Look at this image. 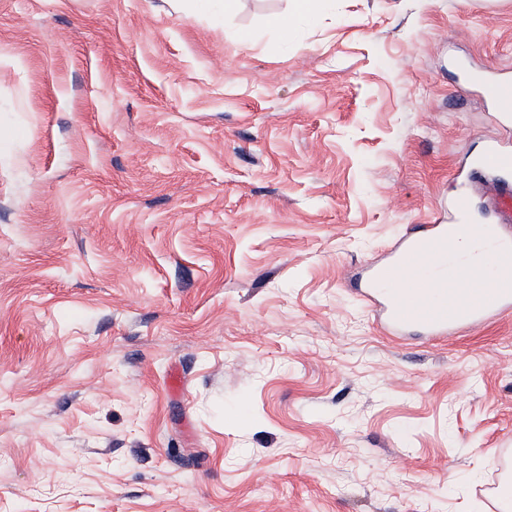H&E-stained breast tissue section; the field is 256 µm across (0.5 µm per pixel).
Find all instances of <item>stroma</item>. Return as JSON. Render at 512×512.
<instances>
[{"label": "stroma", "instance_id": "obj_1", "mask_svg": "<svg viewBox=\"0 0 512 512\" xmlns=\"http://www.w3.org/2000/svg\"><path fill=\"white\" fill-rule=\"evenodd\" d=\"M292 9L0 0V512H500L512 312L396 344L358 289L492 223L512 0ZM484 89L489 100L498 105L502 112L500 118L503 122L512 121V80L494 79L484 82ZM479 164L482 168L499 174L505 182H508L512 174V152L500 145L491 144Z\"/></svg>", "mask_w": 512, "mask_h": 512}]
</instances>
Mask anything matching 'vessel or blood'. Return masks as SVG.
Segmentation results:
<instances>
[{
	"label": "vessel or blood",
	"instance_id": "1",
	"mask_svg": "<svg viewBox=\"0 0 512 512\" xmlns=\"http://www.w3.org/2000/svg\"><path fill=\"white\" fill-rule=\"evenodd\" d=\"M489 100L501 109L503 122L512 121V80L494 79L484 83ZM482 168L512 177V151L492 144L480 160ZM499 221L485 225L482 257L512 251V237L502 228L512 223V193L503 192L495 203ZM454 225L432 222L422 230L404 236L386 265L370 271L364 280L362 295L381 333L394 339L413 335L435 342L455 335L459 329L487 322L492 316L512 310V270L503 269L497 288L486 290L480 275L471 278V297L466 303L453 294L436 296L434 285L424 277L425 245L451 251Z\"/></svg>",
	"mask_w": 512,
	"mask_h": 512
}]
</instances>
